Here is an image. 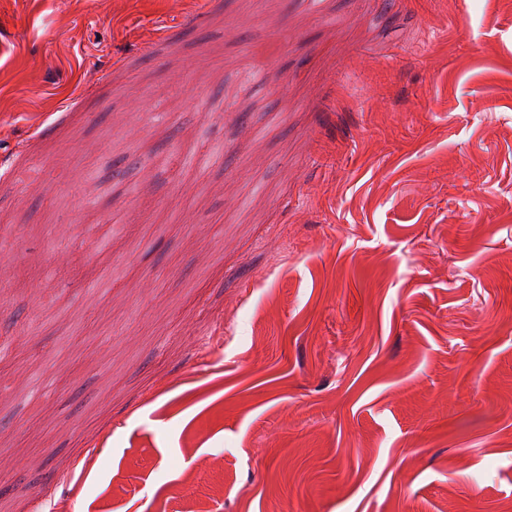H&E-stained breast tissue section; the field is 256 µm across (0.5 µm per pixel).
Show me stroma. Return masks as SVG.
Returning a JSON list of instances; mask_svg holds the SVG:
<instances>
[{
  "label": "stroma",
  "mask_w": 512,
  "mask_h": 512,
  "mask_svg": "<svg viewBox=\"0 0 512 512\" xmlns=\"http://www.w3.org/2000/svg\"><path fill=\"white\" fill-rule=\"evenodd\" d=\"M0 162V512H512V0H0Z\"/></svg>",
  "instance_id": "obj_1"
}]
</instances>
